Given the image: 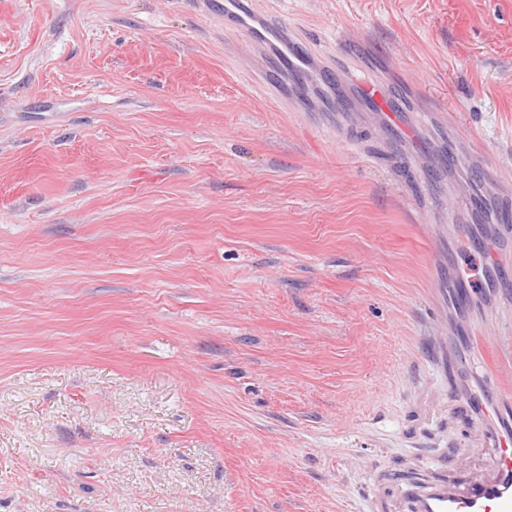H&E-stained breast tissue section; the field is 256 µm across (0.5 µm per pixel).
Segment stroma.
Segmentation results:
<instances>
[{
  "label": "stroma",
  "mask_w": 512,
  "mask_h": 512,
  "mask_svg": "<svg viewBox=\"0 0 512 512\" xmlns=\"http://www.w3.org/2000/svg\"><path fill=\"white\" fill-rule=\"evenodd\" d=\"M255 6L307 48L264 80L193 0H0V512H368L488 465L512 0Z\"/></svg>",
  "instance_id": "35a3bbf8"
}]
</instances>
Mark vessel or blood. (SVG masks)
<instances>
[{
  "label": "vessel or blood",
  "instance_id": "vessel-or-blood-1",
  "mask_svg": "<svg viewBox=\"0 0 512 512\" xmlns=\"http://www.w3.org/2000/svg\"><path fill=\"white\" fill-rule=\"evenodd\" d=\"M205 13L223 18L233 13V33L241 36L256 57H263L273 38L272 28L255 22V12L239 13L236 0H196ZM493 456L487 473L471 476L466 463L450 471L402 472L379 476L393 489L391 497H376L373 512H512V433L494 434Z\"/></svg>",
  "mask_w": 512,
  "mask_h": 512
}]
</instances>
